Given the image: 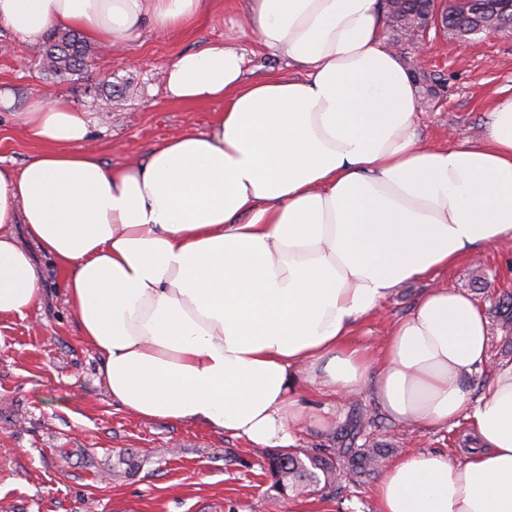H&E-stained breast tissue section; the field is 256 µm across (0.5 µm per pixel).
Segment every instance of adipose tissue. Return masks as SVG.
I'll list each match as a JSON object with an SVG mask.
<instances>
[{
    "instance_id": "adipose-tissue-1",
    "label": "adipose tissue",
    "mask_w": 512,
    "mask_h": 512,
    "mask_svg": "<svg viewBox=\"0 0 512 512\" xmlns=\"http://www.w3.org/2000/svg\"><path fill=\"white\" fill-rule=\"evenodd\" d=\"M221 5L0 0V26L32 42L74 29L120 50ZM382 25L378 0H249L238 38L304 77L248 81L227 44L178 54L168 94L223 110L209 131L121 166L89 148L87 113L30 102L20 124L34 150L0 169V320L38 302L41 251L65 272L66 302L127 412L289 448L307 420L299 383L365 392L398 423L469 425L462 460L387 462L376 512H512V363L471 395L487 320L434 283L512 240V96L495 99L481 138L424 146L415 84ZM411 281L428 288L380 351L350 347L353 325Z\"/></svg>"
}]
</instances>
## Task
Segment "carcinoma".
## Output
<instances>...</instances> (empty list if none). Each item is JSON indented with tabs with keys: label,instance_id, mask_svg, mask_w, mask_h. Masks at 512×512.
I'll return each mask as SVG.
<instances>
[{
	"label": "carcinoma",
	"instance_id": "1",
	"mask_svg": "<svg viewBox=\"0 0 512 512\" xmlns=\"http://www.w3.org/2000/svg\"><path fill=\"white\" fill-rule=\"evenodd\" d=\"M436 9L435 0H387L388 37L394 43L407 40L422 17ZM448 20L445 28L457 33L468 29L469 18L456 3L442 12ZM90 48L84 36L75 30H51L45 35L37 61L41 71L51 77L72 76L88 67ZM422 99L437 94V80L418 68L410 69ZM364 415L357 413L350 427L336 433L337 447L308 450L304 448L269 449L265 452L266 470L272 487L281 495L307 488L313 492L332 486L340 472L369 474L385 458V448H357L355 439L363 425Z\"/></svg>",
	"mask_w": 512,
	"mask_h": 512
}]
</instances>
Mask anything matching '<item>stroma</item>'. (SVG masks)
<instances>
[{"mask_svg":"<svg viewBox=\"0 0 512 512\" xmlns=\"http://www.w3.org/2000/svg\"><path fill=\"white\" fill-rule=\"evenodd\" d=\"M216 15L170 36L144 33L124 50L95 49L82 74L46 77L37 67L40 45L0 29V85L14 94L0 107V166L23 165L33 147L17 115L35 98L58 96L85 112L101 102L94 86L117 92L107 124L92 139L109 165L145 155L174 132L208 131L221 103L171 100L163 72L182 52L223 43L242 17L247 0H223ZM446 30L431 34L425 51L402 44L405 61L440 78L438 95L418 114V133L444 147L477 138L497 97L512 95V29L482 33L466 48L449 53ZM35 263L42 295L25 318L0 320V512H375L378 476H346L320 493L279 495L259 448L192 423L145 420L112 401L102 375L103 358L82 338L65 302V274L39 253ZM436 281L470 295L490 322L489 358L467 381L482 393L500 363L512 360V321L497 314L512 298V243L477 249L475 255L439 272ZM422 282L397 288L380 314L354 329V345L379 349L392 323L405 317L425 290ZM368 422L357 438L362 448L390 449L391 459L416 452L464 454L465 427L436 431L388 420L364 394L336 404L327 428L303 426L297 446L330 448L354 412ZM137 454L135 476L119 478L112 464L119 453Z\"/></svg>","mask_w":512,"mask_h":512,"instance_id":"1","label":"stroma"}]
</instances>
